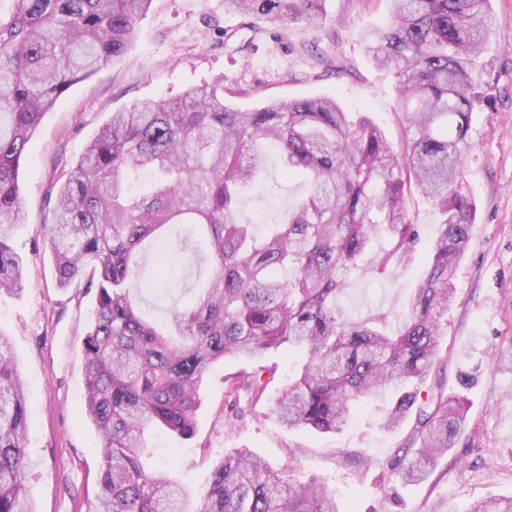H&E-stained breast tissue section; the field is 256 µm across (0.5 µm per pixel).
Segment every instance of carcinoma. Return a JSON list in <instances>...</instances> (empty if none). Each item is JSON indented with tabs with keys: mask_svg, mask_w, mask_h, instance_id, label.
Here are the masks:
<instances>
[{
	"mask_svg": "<svg viewBox=\"0 0 512 512\" xmlns=\"http://www.w3.org/2000/svg\"><path fill=\"white\" fill-rule=\"evenodd\" d=\"M11 2L10 14H0V294L25 288L15 238L26 221L19 177L28 143L75 83L128 52L152 0ZM388 4L389 21L362 40L368 58L397 79L402 148L369 119L352 120L333 97L241 110L224 100L220 79L112 113L57 188L44 224L57 283L97 289L82 349L84 413L102 447L95 512H339L324 485L293 483L256 456L224 455L195 506L166 468H144L152 429L194 435L203 380L226 358L255 361L284 344L306 352L270 409L289 428L341 431L359 403L387 388L394 396L383 428L414 410L475 224V199L460 177L481 102L476 62L494 17L490 0ZM224 9L280 23L326 20L325 0H224ZM269 142L279 147L281 174L303 179L308 193L259 236L242 221L240 204L268 170ZM415 191L442 221L406 313L342 319L343 275L377 235L390 242L379 271L413 254L419 234L406 196ZM177 224L197 228L177 248L189 257L206 249L211 275L188 307L156 324L133 301L141 251ZM271 378L264 366L241 369L224 379L227 397L258 398ZM26 412L0 329V512H33ZM467 412L458 394L417 410L419 447L398 470L403 479L425 478L453 447Z\"/></svg>",
	"mask_w": 512,
	"mask_h": 512,
	"instance_id": "1",
	"label": "carcinoma"
}]
</instances>
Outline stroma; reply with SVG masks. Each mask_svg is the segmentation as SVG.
I'll list each match as a JSON object with an SVG mask.
<instances>
[{
    "mask_svg": "<svg viewBox=\"0 0 512 512\" xmlns=\"http://www.w3.org/2000/svg\"><path fill=\"white\" fill-rule=\"evenodd\" d=\"M491 6L495 22L480 60L485 96L472 114L463 168V187L476 201L477 217L456 270L455 299L441 319L439 360L418 393L419 406L430 411L439 396L463 392L469 400L464 430L425 479L408 482L387 465L415 447L416 416L387 430L381 407L367 403L340 433L281 426L269 409L304 360L302 350L282 346L261 360L275 370L264 395L256 401L242 396L244 413L231 420L224 378L246 362L228 358L204 379L194 436L159 432L153 439V463L168 466L195 493H203L226 453L238 452L263 458L294 481L323 482L340 512H470L483 500L512 499V0H491ZM326 11L323 25L309 26L231 14L224 0H152L137 22L134 46L104 72L74 85L44 116L21 173L28 222L17 249L26 287L17 296L0 295V329L10 338L27 389L26 485L34 512H92L102 466L100 439L84 415L82 370L95 296L57 284L43 227L51 191L113 112L142 99L182 94L219 76L240 109L332 96L401 145L396 79L367 58L361 41L365 29L386 24V0H326ZM327 48L351 64L352 74L339 76L318 64ZM265 181L264 200L244 201L243 220L260 210L279 214L306 193L305 185L276 168ZM407 208L420 234L415 252L378 272L376 260L388 241L377 235L336 300L343 318L405 312L439 223L420 195L409 196ZM164 253L172 277L156 280L152 263H145L141 290L142 304L161 317L184 306L208 275L207 261L183 259L174 244ZM471 369L474 380L460 390L459 374Z\"/></svg>",
    "mask_w": 512,
    "mask_h": 512,
    "instance_id": "stroma-1",
    "label": "stroma"
}]
</instances>
